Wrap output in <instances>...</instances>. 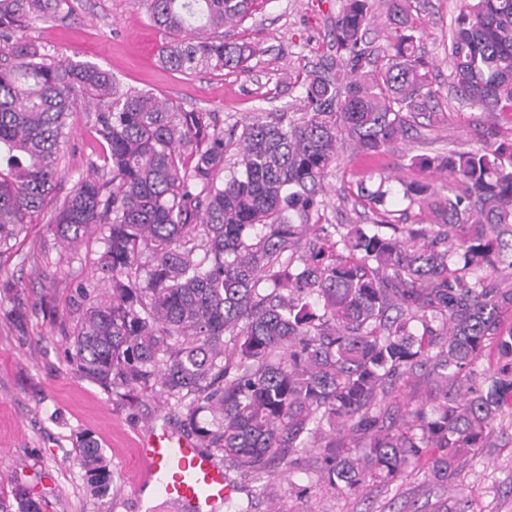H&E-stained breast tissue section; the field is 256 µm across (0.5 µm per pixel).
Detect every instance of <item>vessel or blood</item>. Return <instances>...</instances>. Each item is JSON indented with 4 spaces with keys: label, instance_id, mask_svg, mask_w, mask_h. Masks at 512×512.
Segmentation results:
<instances>
[{
    "label": "vessel or blood",
    "instance_id": "b4317fda",
    "mask_svg": "<svg viewBox=\"0 0 512 512\" xmlns=\"http://www.w3.org/2000/svg\"><path fill=\"white\" fill-rule=\"evenodd\" d=\"M135 490L152 489L164 504L183 512H214L232 496L234 486L223 466L188 438L149 429L133 450Z\"/></svg>",
    "mask_w": 512,
    "mask_h": 512
}]
</instances>
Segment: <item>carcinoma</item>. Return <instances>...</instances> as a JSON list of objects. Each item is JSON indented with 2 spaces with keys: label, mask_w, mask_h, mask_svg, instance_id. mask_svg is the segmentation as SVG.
I'll return each instance as SVG.
<instances>
[{
  "label": "carcinoma",
  "mask_w": 512,
  "mask_h": 512,
  "mask_svg": "<svg viewBox=\"0 0 512 512\" xmlns=\"http://www.w3.org/2000/svg\"><path fill=\"white\" fill-rule=\"evenodd\" d=\"M164 35L172 71L240 69L255 55L224 29L257 0H136ZM394 0L386 62L367 69L370 0H343L336 76H306L304 112L243 126L126 88L90 63L55 61L23 38L70 0H0V254L55 206L63 250L99 244L107 294L67 331L79 376L132 405L153 394L199 446L261 476L324 440L336 490L389 486L425 462L438 481L488 447L512 396V143L411 159L448 176L367 192L371 224L319 223L340 145L375 155L406 137L432 98L427 62ZM455 99L512 112V0H471L448 44ZM93 119L102 151L63 200L59 146L70 113ZM229 175H224V170ZM396 195L406 207L391 210ZM416 208L432 224H404ZM16 324L28 303L14 285ZM495 360L494 368L482 365ZM425 387L413 407L404 382ZM87 488L112 470L91 435L76 441ZM0 512H44L17 486Z\"/></svg>",
  "instance_id": "carcinoma-1"
}]
</instances>
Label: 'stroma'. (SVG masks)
Instances as JSON below:
<instances>
[{"mask_svg": "<svg viewBox=\"0 0 512 512\" xmlns=\"http://www.w3.org/2000/svg\"><path fill=\"white\" fill-rule=\"evenodd\" d=\"M412 2L435 97L409 136L385 152L365 155L345 144L325 178L322 223H372L361 189L376 190L381 172L423 179L410 157L480 148L491 128L498 141H512V114L491 117L478 107L460 106L448 87V29L463 0ZM341 5L342 0H264L229 31L231 38L259 48L244 70L180 74L165 68L163 37L145 5L134 0H74L69 17L31 22L23 35L42 45L49 58L97 65L124 86L244 124L269 112L299 111L301 80L336 58L332 23ZM98 150L87 113L73 112L60 144L58 196L86 175ZM50 219L43 212L0 255V281L17 283L30 304L20 329L11 317L12 299L0 297V494L10 495L18 484L29 487L43 497L44 512H159L141 508L132 485V452L149 427L183 434L181 418L154 397L131 406L77 374L60 326L75 323L80 314L77 288L95 282L94 255L56 246ZM84 432L98 440L112 469V485L102 496L87 490L76 463V437ZM323 454L320 448L301 450L297 465L274 466L260 482L230 471L237 491L217 512H453L458 506L466 512H512V409H503L495 421L490 448L444 482L423 464L392 485L369 481L357 491L339 492L320 478Z\"/></svg>", "mask_w": 512, "mask_h": 512, "instance_id": "35a3bbf8", "label": "stroma"}]
</instances>
